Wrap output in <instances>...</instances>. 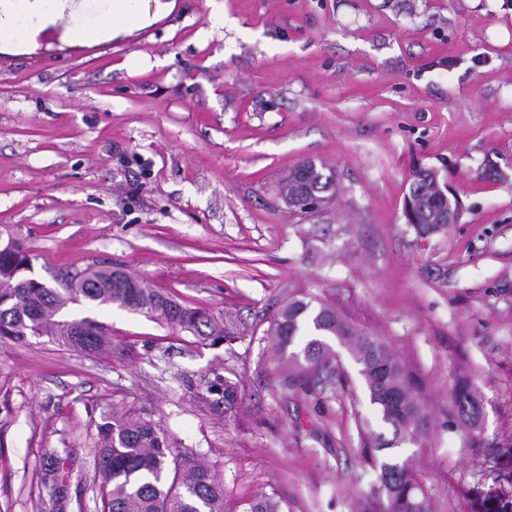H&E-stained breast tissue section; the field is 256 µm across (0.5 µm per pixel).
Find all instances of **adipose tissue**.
Listing matches in <instances>:
<instances>
[{"mask_svg": "<svg viewBox=\"0 0 512 512\" xmlns=\"http://www.w3.org/2000/svg\"><path fill=\"white\" fill-rule=\"evenodd\" d=\"M176 0H0V53L106 44L172 13Z\"/></svg>", "mask_w": 512, "mask_h": 512, "instance_id": "ef3b65f1", "label": "adipose tissue"}]
</instances>
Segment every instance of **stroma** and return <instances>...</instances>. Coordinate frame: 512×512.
<instances>
[{
  "label": "stroma",
  "mask_w": 512,
  "mask_h": 512,
  "mask_svg": "<svg viewBox=\"0 0 512 512\" xmlns=\"http://www.w3.org/2000/svg\"><path fill=\"white\" fill-rule=\"evenodd\" d=\"M205 0L131 37L0 55V229L55 284L112 266L231 322L195 343L116 307L88 354L0 338V512H100L96 421L152 413L224 480L225 512H374L361 458L371 415L342 383L283 385L269 332L302 293L383 336L427 394L405 456L431 512L512 503V0ZM148 67H124L126 57ZM326 162L339 191L288 210L280 177ZM462 213L419 237L403 216L417 169ZM479 405L465 423L454 389ZM235 389L225 403L224 387Z\"/></svg>",
  "instance_id": "stroma-1"
}]
</instances>
